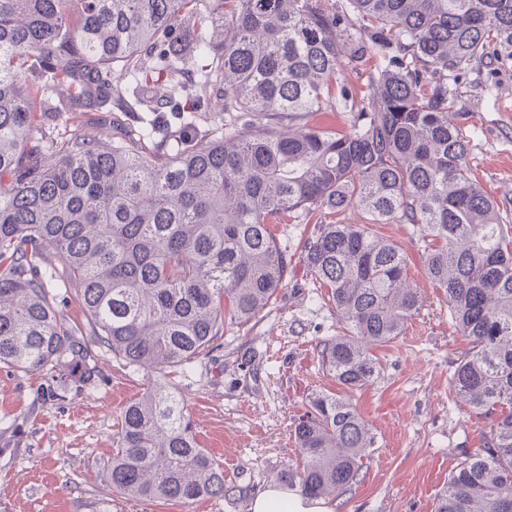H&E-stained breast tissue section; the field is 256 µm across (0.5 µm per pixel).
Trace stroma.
Wrapping results in <instances>:
<instances>
[{
	"label": "stroma",
	"instance_id": "35a3bbf8",
	"mask_svg": "<svg viewBox=\"0 0 512 512\" xmlns=\"http://www.w3.org/2000/svg\"><path fill=\"white\" fill-rule=\"evenodd\" d=\"M448 99L470 137L474 176L512 221V45L449 82ZM313 227L310 221L277 225L294 264L276 301L249 324L226 323L217 348L166 377L199 445L231 466L223 496L146 501L100 481L121 412L141 396L147 374L97 346V377L78 390L55 389L44 372L0 365V512H249L252 497L299 461L291 429L310 394L339 389L318 353L339 332L336 310L299 260ZM371 231L406 252L423 306L401 336L376 349L377 377L351 397L377 446L359 481L326 506L329 512H433L451 473L481 448L489 423L452 389L455 363L469 343L425 274L412 225L375 224Z\"/></svg>",
	"mask_w": 512,
	"mask_h": 512
}]
</instances>
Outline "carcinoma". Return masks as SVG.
Instances as JSON below:
<instances>
[{"label": "carcinoma", "instance_id": "cac0c4a2", "mask_svg": "<svg viewBox=\"0 0 512 512\" xmlns=\"http://www.w3.org/2000/svg\"><path fill=\"white\" fill-rule=\"evenodd\" d=\"M0 0V364L90 383L91 345L157 377L217 347L230 316L257 319L292 259L272 230L316 217L299 261L330 292L344 333L321 366L349 391L373 381L374 349L399 336L423 297L401 249L371 224H411L425 272L470 348L451 385L492 419L483 447L448 479L434 512H512V225L475 179L448 77L512 45V0ZM353 61L378 60L363 95L340 84L341 33ZM138 103L200 119L213 135L140 118L56 139L51 94L101 112L130 87ZM198 70L203 81L188 82ZM353 113L346 130L306 122ZM161 135L155 151L145 141ZM357 207L365 224L325 214ZM70 289L86 327L56 309ZM302 459L277 482L336 498L377 440L351 400L309 396L294 425ZM102 480L143 500L224 495V468L198 446L177 393L155 383L121 416Z\"/></svg>", "mask_w": 512, "mask_h": 512}]
</instances>
